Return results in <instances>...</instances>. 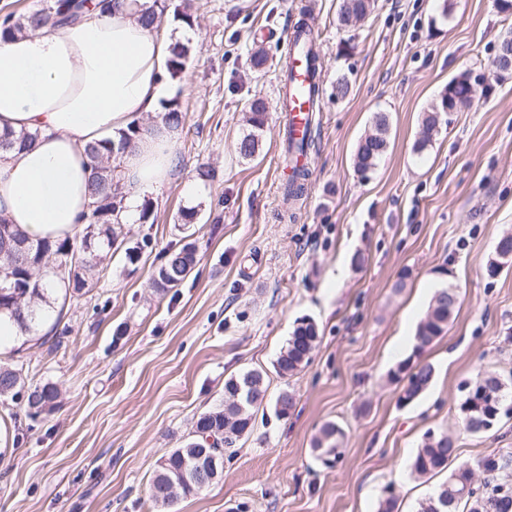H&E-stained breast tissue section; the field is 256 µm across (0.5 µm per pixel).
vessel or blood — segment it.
<instances>
[{"label": "vessel or blood", "instance_id": "obj_1", "mask_svg": "<svg viewBox=\"0 0 512 512\" xmlns=\"http://www.w3.org/2000/svg\"><path fill=\"white\" fill-rule=\"evenodd\" d=\"M316 37L306 41H297L296 37L288 39V59L292 67L293 87L278 91L279 109L288 115V128L294 138H302L306 132L310 114V102L305 92L309 84V71L306 61L307 49L316 45Z\"/></svg>", "mask_w": 512, "mask_h": 512}]
</instances>
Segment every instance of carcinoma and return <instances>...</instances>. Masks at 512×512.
Instances as JSON below:
<instances>
[{
	"label": "carcinoma",
	"mask_w": 512,
	"mask_h": 512,
	"mask_svg": "<svg viewBox=\"0 0 512 512\" xmlns=\"http://www.w3.org/2000/svg\"><path fill=\"white\" fill-rule=\"evenodd\" d=\"M112 0H41V7L21 15L8 12L0 23V39L22 33L29 28L43 25L48 18L59 26L76 22L88 8L105 12ZM170 8L168 0H152L142 14V23L151 28L159 23ZM365 9L363 0H343L338 13V25L342 29L351 26L350 11ZM189 49L177 44L172 50L170 78L176 79L183 72ZM318 57L308 54V66L312 79L308 87L311 111L319 107ZM470 79L466 72L452 78L440 97L421 121V136L414 143V151L420 153L432 143L443 113L436 108L470 106L464 97V83ZM267 118V106L261 99L253 100L245 113L246 133L237 142L240 157H253L259 147V137ZM372 132L358 143L355 168L361 173L375 169L389 146L390 115L375 112L372 115ZM139 128L135 127L119 135L116 140H106L88 148L94 176L92 202L83 216V233L63 240H32L19 228L0 218V321L8 319L20 331L31 333L38 330L51 317L49 301L51 293H63V301L82 293L93 284L96 270L112 250L125 247V260L134 266L150 241L142 239L132 247L125 246L124 225L116 212L122 207L119 191V165L116 161L125 149L132 145ZM309 172L295 168L283 184V194L288 200H296L304 193V181ZM495 253L497 259L488 266L489 275H495L501 261L512 258V233L500 237ZM198 262L197 247L187 242L179 248L167 250L155 270L153 287L164 294L179 287L190 275ZM460 292L453 286L436 290L426 316L420 322L415 340L416 352L441 336L448 321L459 308ZM319 338L317 324L309 318L297 320L286 347L276 361L278 373L283 377L294 375L308 363L310 354ZM434 376L433 366L421 359L402 361L392 372V378L403 383L400 402L411 403L423 394ZM24 387L22 368L16 364L0 363V397H16ZM265 379L262 371L247 370L224 381V403L199 415L194 435L181 448H175L165 456L164 464L155 471L150 482L149 498L155 505L169 509L176 503L169 490L180 487L183 495L202 490L196 473H205L206 484L219 479L224 471V455L235 453L236 442L248 434L253 426L251 408L265 397ZM464 395L458 410L464 429L472 434H483L494 429L504 416L512 414V373L505 378L497 373H482L464 386ZM59 391L55 384L45 383L27 393L26 405L32 414L51 412L55 409ZM341 428L332 422L323 425L314 442L321 461L327 463L338 455ZM456 459L455 442L448 435L428 434L417 450L412 463V474L429 478ZM480 473L475 489L462 491V480L468 474ZM512 455L491 453L474 463L463 462L455 468L445 483L431 496L418 504L416 512H512Z\"/></svg>",
	"instance_id": "carcinoma-1"
}]
</instances>
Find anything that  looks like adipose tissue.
Masks as SVG:
<instances>
[{
	"label": "adipose tissue",
	"instance_id": "ef3b65f1",
	"mask_svg": "<svg viewBox=\"0 0 512 512\" xmlns=\"http://www.w3.org/2000/svg\"><path fill=\"white\" fill-rule=\"evenodd\" d=\"M150 2L112 0L80 22L0 41V134L36 136L29 147L0 150V217L30 238L81 232L91 201L87 149L130 127L142 132L119 159L121 222L132 223L141 197L171 181L180 131L158 114L175 32L143 25Z\"/></svg>",
	"mask_w": 512,
	"mask_h": 512
}]
</instances>
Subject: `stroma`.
<instances>
[{"label":"stroma","mask_w":512,"mask_h":512,"mask_svg":"<svg viewBox=\"0 0 512 512\" xmlns=\"http://www.w3.org/2000/svg\"><path fill=\"white\" fill-rule=\"evenodd\" d=\"M172 2L193 18L182 38L178 170L146 196L149 220L129 227L130 242L147 237L150 248L133 269L116 251L96 288L68 304L70 333L56 351L38 338L19 348L0 340V359L17 355L26 384L61 393L39 416L24 397L0 399V512H160L148 495L159 461L223 403L225 380L249 369L266 386L252 433L219 482L179 496L172 512H378L390 495L415 512L445 479L411 474L426 432L452 435L462 462L512 453V417L473 435L458 415L461 386L478 371L512 373V262L487 272L512 230V74L413 151L448 81L488 75L512 12L495 0H376L344 32L339 0ZM303 17L322 58L320 134L307 194L286 220L277 88L287 30ZM257 48L267 56L259 68ZM256 98L268 122L244 159L235 147ZM377 111L391 118L389 148L362 176L355 151ZM190 191L198 264L161 297L151 273L185 242L178 219ZM444 285L459 288L461 305L422 352L430 387L400 405L391 372L411 354L428 294ZM300 317L315 320L320 341L285 378L274 364ZM285 391L295 406L281 419L274 403ZM328 421L344 432L329 467L313 450Z\"/></svg>","instance_id":"1"}]
</instances>
